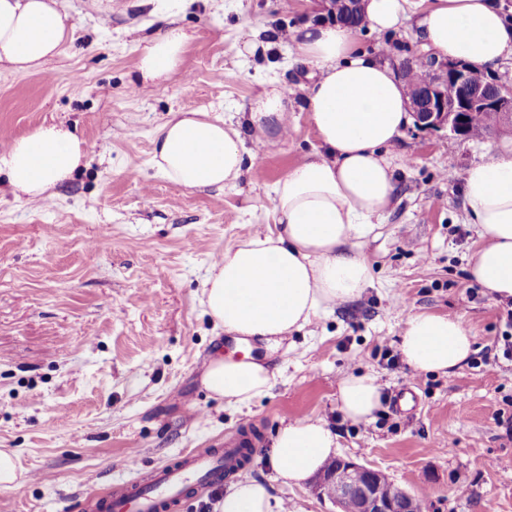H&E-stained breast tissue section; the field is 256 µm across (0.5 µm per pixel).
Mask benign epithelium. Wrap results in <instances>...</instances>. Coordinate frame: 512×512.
Returning a JSON list of instances; mask_svg holds the SVG:
<instances>
[{
	"label": "benign epithelium",
	"mask_w": 512,
	"mask_h": 512,
	"mask_svg": "<svg viewBox=\"0 0 512 512\" xmlns=\"http://www.w3.org/2000/svg\"><path fill=\"white\" fill-rule=\"evenodd\" d=\"M363 0H325L323 12L317 18L336 22L348 13L363 14ZM427 64L432 78L424 87L403 83L412 116L417 126L427 129L446 127L456 133L455 115L467 112L497 114V129L512 133V88L477 77L473 67L461 60L440 59L426 53H416ZM465 90L460 101L448 105V82ZM383 472L339 459L336 466L325 468L313 481L320 497L330 492L329 500L336 512H420L419 496L392 483L382 490Z\"/></svg>",
	"instance_id": "obj_1"
}]
</instances>
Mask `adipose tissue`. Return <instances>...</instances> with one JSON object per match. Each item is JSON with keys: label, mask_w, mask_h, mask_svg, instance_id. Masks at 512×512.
Listing matches in <instances>:
<instances>
[{"label": "adipose tissue", "mask_w": 512, "mask_h": 512, "mask_svg": "<svg viewBox=\"0 0 512 512\" xmlns=\"http://www.w3.org/2000/svg\"><path fill=\"white\" fill-rule=\"evenodd\" d=\"M372 29L395 31L413 21L425 51L461 60L484 73L512 61V17L499 0H364ZM72 28L56 0H0V64L17 73L39 70L58 55ZM192 31L167 21L138 41L132 84H159L182 65ZM297 64L308 66L304 109L317 132L315 154L292 167L272 188L275 230L258 232L226 248L203 282L202 304L216 329L232 336L242 359L214 354L201 384L215 399L245 406L265 394L279 373L255 360L252 343L277 352L283 341L329 308L357 299L371 285L359 251L390 210L397 191L389 152L411 109L389 63L356 48L349 28L308 23L291 32ZM287 86L260 92L236 119L206 112H176L153 136V163L168 181L190 190L235 187L243 174L248 131L283 136ZM89 153L83 139L61 124H44L0 152V181L15 200H50L71 180ZM469 220L480 242L472 279L493 299L512 300V143L491 163L470 165L463 176ZM474 338L459 317L418 312L400 337L404 362L417 372L449 373L473 351ZM346 418L370 421L381 387L351 375L338 387ZM337 450L321 422L297 420L273 438L269 460L279 478L297 484L317 473ZM222 512H274L267 488L254 480L234 485Z\"/></svg>", "instance_id": "adipose-tissue-1"}]
</instances>
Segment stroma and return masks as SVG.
<instances>
[{"label":"stroma","instance_id":"1","mask_svg":"<svg viewBox=\"0 0 512 512\" xmlns=\"http://www.w3.org/2000/svg\"><path fill=\"white\" fill-rule=\"evenodd\" d=\"M59 5L75 25L60 54L32 73L0 68V150L60 121L90 146L52 201L0 194V449L16 453L21 472L17 485L0 487V512H79L89 492L140 483L251 429L259 451L237 480L264 484L288 512H333L310 483H283L269 462L277 430L306 419L336 434L337 457L420 495L424 512H512V360L484 357L512 334L511 307L470 277L479 237L452 178L495 161L503 135L403 129L392 148L397 196L361 246L372 285L289 337L270 392L232 407L200 382L225 343L201 304L203 279L225 248L273 226V184L319 147L301 109L306 71L288 42L253 54L244 43L312 22L320 0ZM163 13L196 38L166 83L131 86L135 41ZM354 42L386 60L417 48L408 24L359 29ZM272 83L292 91L287 132L247 137L236 188L189 190L158 174L152 139L170 113L228 116ZM420 311L460 317L474 336L455 371L418 373L403 362L400 336ZM352 374L382 387L370 423L339 409V384Z\"/></svg>","mask_w":512,"mask_h":512}]
</instances>
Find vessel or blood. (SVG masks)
Masks as SVG:
<instances>
[{
  "label": "vessel or blood",
  "instance_id": "1",
  "mask_svg": "<svg viewBox=\"0 0 512 512\" xmlns=\"http://www.w3.org/2000/svg\"><path fill=\"white\" fill-rule=\"evenodd\" d=\"M236 463L232 449L213 453L190 451L177 462L156 468L144 483L102 493H88L83 512H175L185 497L190 477L222 486L224 471Z\"/></svg>",
  "mask_w": 512,
  "mask_h": 512
}]
</instances>
